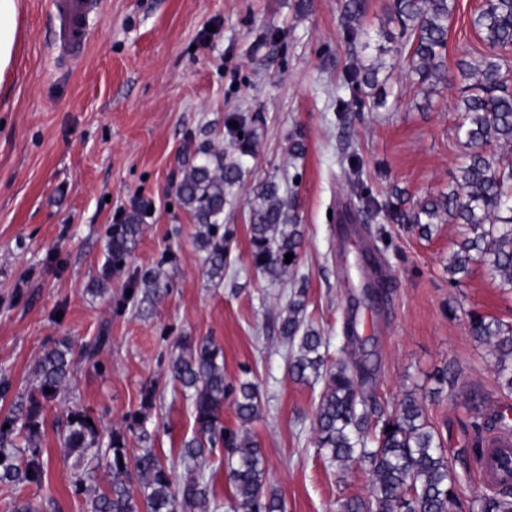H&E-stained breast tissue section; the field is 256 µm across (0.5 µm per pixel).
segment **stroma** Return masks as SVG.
Here are the masks:
<instances>
[{
  "instance_id": "obj_1",
  "label": "stroma",
  "mask_w": 512,
  "mask_h": 512,
  "mask_svg": "<svg viewBox=\"0 0 512 512\" xmlns=\"http://www.w3.org/2000/svg\"><path fill=\"white\" fill-rule=\"evenodd\" d=\"M389 3L365 0L351 46L342 0H101L88 19L84 55L64 61L54 48L59 22L45 0H21L15 58L0 76V382L12 393L0 399V420L11 414L12 397L30 390L45 350L64 340L107 342L95 360L76 361L70 387L43 405V486H0V512H15L19 501L37 512H90L71 483L75 460L58 439L75 407L115 428L144 415L148 447L173 459V479L183 482L187 472L175 458L195 430L193 408L166 369L184 336L216 342L227 382L258 384L261 411L250 430L286 512H337L341 499L367 494V468L340 473L318 456L312 419L322 385L289 377L276 328L288 291L251 264L252 189L275 174L298 178L292 191L304 241L289 278L305 288L306 320L328 339L330 357L341 354L362 249L377 248L390 301L383 311L361 307L359 320L378 358V400L391 411L406 391L421 395L463 502L486 495L470 451L478 416L467 399L481 396L488 416L512 408V393L500 388L488 348L471 336L469 315L512 323V292L481 264L449 283L457 225H436L425 237L387 215L399 200L395 189L408 209L447 190L466 154L456 136L459 85L429 92L409 80L402 26ZM480 3L455 0L448 73L484 51L471 25ZM353 57L379 65L386 105L351 108L342 122L336 101L351 97L345 66ZM235 114L248 117L254 154L224 208L228 270L217 284L172 186L197 146L222 141L224 120ZM296 138L306 152L294 160ZM346 154L357 155L359 178L380 208L363 215L359 236L342 246L332 213L344 202L360 205L338 164ZM137 211L145 223L136 247L122 270L103 277L108 227ZM134 278L158 279L169 292L128 300ZM449 364L455 382L438 387L437 373ZM151 386L156 399L147 404Z\"/></svg>"
}]
</instances>
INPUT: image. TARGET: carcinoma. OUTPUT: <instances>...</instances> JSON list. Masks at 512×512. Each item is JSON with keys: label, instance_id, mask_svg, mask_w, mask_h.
<instances>
[{"label": "carcinoma", "instance_id": "1", "mask_svg": "<svg viewBox=\"0 0 512 512\" xmlns=\"http://www.w3.org/2000/svg\"><path fill=\"white\" fill-rule=\"evenodd\" d=\"M452 0H392L391 11L400 21L410 42L411 73L418 82L435 86L448 81L442 52L448 38ZM364 10V0H344L343 19L349 41L358 36L355 27ZM486 54L478 62L456 63L465 81L458 105L461 123L459 141L469 149L455 185L448 192L424 199L408 213L397 209L395 220L408 222L423 236L436 224L463 226L448 263L455 282L468 275L474 263L488 267L503 288L512 291V154H488L492 146L512 147V86L507 75L512 69V0H482L471 17ZM379 68L353 65L352 85L356 90L372 87ZM227 127L231 141L225 155L210 143L199 145L174 192L191 213L198 229L196 242L205 252L209 279H224L227 265L224 224L226 197L244 176L243 158L251 154V130L242 118ZM251 257L256 272L269 282L285 281L296 266L303 231L295 198L281 192L274 178L254 189L250 210ZM142 232L139 218L110 226L105 244L106 273L122 268ZM292 255L285 262V255ZM375 286L374 303L384 307L390 284L381 270L366 278ZM306 291L289 300L286 315L278 318V332L289 346L288 375L307 383L322 380L323 388L313 416L314 445L329 466L343 473L355 464L368 466L372 476L369 493L339 503L338 512H512V485L502 488L479 505H466L458 493V477L448 466L443 442L426 417L423 400L408 391L396 409H382L375 393V372L370 365L367 339L359 334L357 315L351 311L343 323L344 355L327 361L328 342L322 333L304 324ZM473 338L485 344L494 358L501 386L512 393V325L484 314L473 313L469 321ZM107 337L74 349L61 342L39 358L34 369L35 388L14 403L11 425L22 418L24 445L11 438L12 430L0 424V483L7 487L41 486L46 464L38 446L39 416L43 403L57 397L72 375L74 355L91 360ZM178 353L169 358L167 372L192 400L196 430L182 443L178 457L187 471L186 480L175 486L173 464L150 448L130 453L132 440L149 438L145 420L131 418L123 430H110L102 442L98 422L81 409L69 411L63 421L64 452L76 455L73 486L89 496L91 512H215L210 500L211 474L207 463L214 446L222 443L228 478L233 488L229 512H285L283 498L267 485V467L258 442L247 425L257 418L260 391L252 381L236 385L224 378V355L209 338H186L177 344ZM50 392H45V389ZM232 398L238 431L220 426L224 402ZM392 430H387V427ZM112 473L105 491L90 485L99 467Z\"/></svg>", "mask_w": 512, "mask_h": 512}]
</instances>
